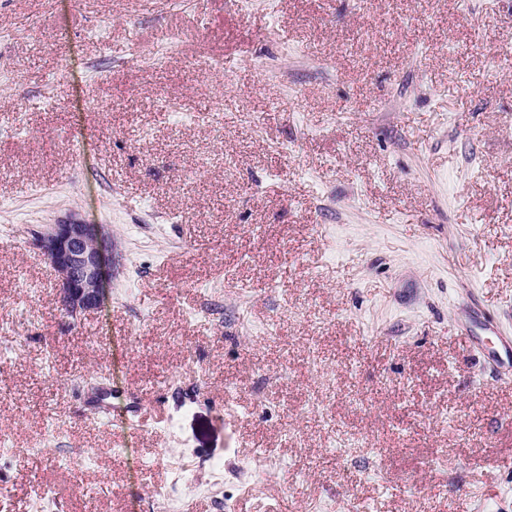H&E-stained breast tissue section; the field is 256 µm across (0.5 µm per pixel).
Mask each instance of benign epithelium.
Returning <instances> with one entry per match:
<instances>
[{
    "label": "benign epithelium",
    "instance_id": "7a95c632",
    "mask_svg": "<svg viewBox=\"0 0 512 512\" xmlns=\"http://www.w3.org/2000/svg\"><path fill=\"white\" fill-rule=\"evenodd\" d=\"M57 276V303L68 317L95 309L103 300L112 268V239L101 224L69 216L36 239Z\"/></svg>",
    "mask_w": 512,
    "mask_h": 512
}]
</instances>
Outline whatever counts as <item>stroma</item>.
<instances>
[{"label":"stroma","instance_id":"1","mask_svg":"<svg viewBox=\"0 0 512 512\" xmlns=\"http://www.w3.org/2000/svg\"><path fill=\"white\" fill-rule=\"evenodd\" d=\"M511 48L512 0H0V512H512ZM57 276V303L67 317L95 309L103 300L112 268V239L102 224L69 216L36 239Z\"/></svg>","mask_w":512,"mask_h":512}]
</instances>
